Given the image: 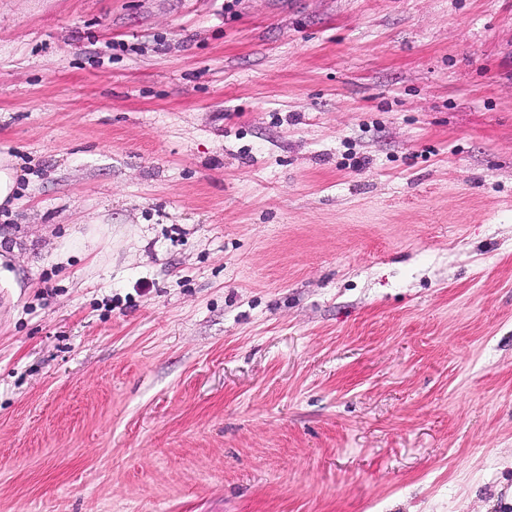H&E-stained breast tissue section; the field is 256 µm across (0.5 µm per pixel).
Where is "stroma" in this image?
I'll use <instances>...</instances> for the list:
<instances>
[{
    "label": "stroma",
    "instance_id": "stroma-1",
    "mask_svg": "<svg viewBox=\"0 0 512 512\" xmlns=\"http://www.w3.org/2000/svg\"><path fill=\"white\" fill-rule=\"evenodd\" d=\"M2 150L0 512H512V0H0ZM20 174L16 159L8 153H0V208L14 206Z\"/></svg>",
    "mask_w": 512,
    "mask_h": 512
}]
</instances>
